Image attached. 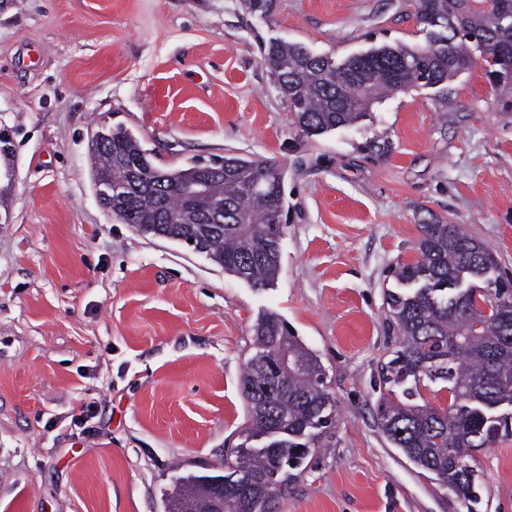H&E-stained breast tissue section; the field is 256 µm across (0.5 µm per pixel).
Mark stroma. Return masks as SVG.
I'll return each instance as SVG.
<instances>
[{
  "instance_id": "1",
  "label": "stroma",
  "mask_w": 512,
  "mask_h": 512,
  "mask_svg": "<svg viewBox=\"0 0 512 512\" xmlns=\"http://www.w3.org/2000/svg\"><path fill=\"white\" fill-rule=\"evenodd\" d=\"M414 0H0V512H164L173 463L212 474L248 426L251 327L321 357L331 446L282 512H462L377 427L396 348L385 295L424 224H459L512 275V90L481 65L369 117L300 132L262 46L335 61L428 46ZM139 134L160 166L253 155L283 173L282 271L257 290L97 203L90 141ZM383 149H367L373 139ZM479 512H512V438L475 454Z\"/></svg>"
}]
</instances>
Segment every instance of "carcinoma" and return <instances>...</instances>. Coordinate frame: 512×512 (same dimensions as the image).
Here are the masks:
<instances>
[{"label": "carcinoma", "mask_w": 512, "mask_h": 512, "mask_svg": "<svg viewBox=\"0 0 512 512\" xmlns=\"http://www.w3.org/2000/svg\"><path fill=\"white\" fill-rule=\"evenodd\" d=\"M502 2L418 0L421 24L440 15L459 30L448 50L383 45L338 63L308 54L300 43L275 39L264 46V61L298 130L310 136L358 124L382 94L424 80L445 87L480 61L492 89L511 88L512 31L500 28ZM101 131L109 138L92 156L95 171L112 186L113 216L144 236L167 235L192 246L253 288L275 283L282 269L276 219L284 198L274 164L233 154L224 157L229 166L222 174L211 171L212 163L162 168L133 130L103 125ZM196 180L207 182V195L193 200L184 185ZM220 208L224 223L201 222ZM421 228L417 260L393 270L404 290L385 296L401 340L383 374L389 396L380 405L379 429L392 447L474 512L481 502L474 452L512 436V281L486 298L485 283L503 278L497 256L456 224ZM461 280L470 287H456ZM252 336L256 352L241 380L249 416L245 439L231 449L234 461L227 472L176 477L164 493V512H213L218 479L224 480L227 512H269L311 450L330 444L335 400L320 356L273 313L255 322ZM274 336L279 352L288 354V369L276 375L267 365ZM426 380L446 383V407L410 402Z\"/></svg>", "instance_id": "carcinoma-1"}]
</instances>
